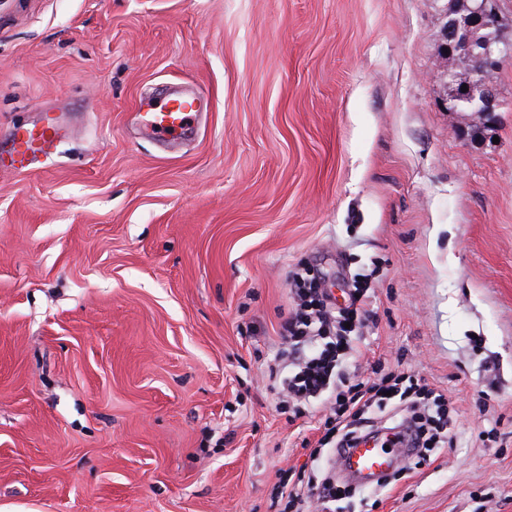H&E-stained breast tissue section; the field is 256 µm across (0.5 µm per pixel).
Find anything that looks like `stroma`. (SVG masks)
I'll return each instance as SVG.
<instances>
[{"instance_id": "1", "label": "stroma", "mask_w": 512, "mask_h": 512, "mask_svg": "<svg viewBox=\"0 0 512 512\" xmlns=\"http://www.w3.org/2000/svg\"><path fill=\"white\" fill-rule=\"evenodd\" d=\"M447 5L0 0V512H271L329 414L268 380L301 261L373 275L353 374L454 411L333 512H512V60L500 112L450 111ZM173 85L206 105L169 148L140 115ZM62 137V127L51 118L40 124L14 126L9 132L11 165L26 169L39 156L50 158L56 153Z\"/></svg>"}]
</instances>
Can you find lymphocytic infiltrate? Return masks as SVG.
Instances as JSON below:
<instances>
[{
  "label": "lymphocytic infiltrate",
  "mask_w": 512,
  "mask_h": 512,
  "mask_svg": "<svg viewBox=\"0 0 512 512\" xmlns=\"http://www.w3.org/2000/svg\"><path fill=\"white\" fill-rule=\"evenodd\" d=\"M294 306L280 325L286 372L275 383L294 411L322 399L330 414L324 433L312 448V459L338 458L357 442L371 436L375 417L385 410H402V424L414 448H436L448 441L449 409L444 395L428 390L410 375L385 374L369 384L352 381L343 369L351 351L352 329L365 325L368 313L359 301L361 279H354L347 304L335 303L323 288L320 271L303 263L288 273ZM341 488L335 481L305 480L295 475L281 494L290 512H302L309 499L330 503Z\"/></svg>",
  "instance_id": "obj_1"
}]
</instances>
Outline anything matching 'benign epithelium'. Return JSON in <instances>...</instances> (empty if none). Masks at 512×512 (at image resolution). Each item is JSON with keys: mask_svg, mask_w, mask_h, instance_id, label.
I'll list each match as a JSON object with an SVG mask.
<instances>
[{"mask_svg": "<svg viewBox=\"0 0 512 512\" xmlns=\"http://www.w3.org/2000/svg\"><path fill=\"white\" fill-rule=\"evenodd\" d=\"M442 38L444 49L468 54L481 73L498 70L512 57V26L503 23L498 0H469L467 13L447 27ZM449 104L491 115L500 109L496 85L476 77L467 93L450 99Z\"/></svg>", "mask_w": 512, "mask_h": 512, "instance_id": "1", "label": "benign epithelium"}]
</instances>
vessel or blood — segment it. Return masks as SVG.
I'll list each match as a JSON object with an SVG mask.
<instances>
[{
    "instance_id": "vessel-or-blood-1",
    "label": "vessel or blood",
    "mask_w": 512,
    "mask_h": 512,
    "mask_svg": "<svg viewBox=\"0 0 512 512\" xmlns=\"http://www.w3.org/2000/svg\"><path fill=\"white\" fill-rule=\"evenodd\" d=\"M201 107L199 96L173 87L150 105L143 115L144 123L160 139H185L195 130ZM62 137L61 126L51 118L38 124L14 126L9 132L12 165L25 169L38 157L53 156ZM390 461V456L370 441L349 449L341 459L344 472L366 485L379 481L389 471Z\"/></svg>"
}]
</instances>
